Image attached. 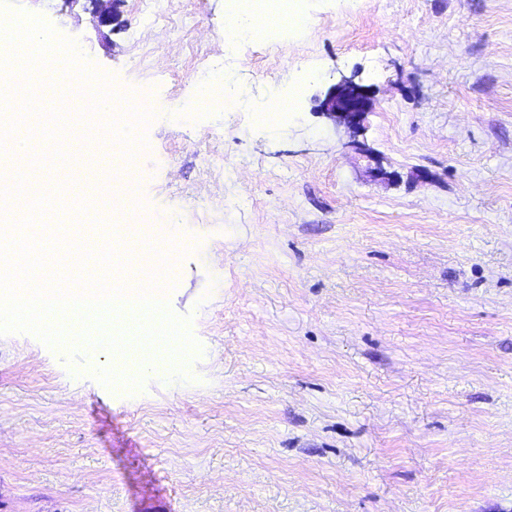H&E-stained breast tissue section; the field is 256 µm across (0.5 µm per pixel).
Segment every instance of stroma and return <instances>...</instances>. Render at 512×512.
Wrapping results in <instances>:
<instances>
[{
  "label": "stroma",
  "instance_id": "35a3bbf8",
  "mask_svg": "<svg viewBox=\"0 0 512 512\" xmlns=\"http://www.w3.org/2000/svg\"><path fill=\"white\" fill-rule=\"evenodd\" d=\"M234 2L8 0L152 86L131 208L200 350L130 393L0 336V512H512V0H305L239 47ZM373 106L364 86L351 78L342 79L324 100V113L338 124L359 127Z\"/></svg>",
  "mask_w": 512,
  "mask_h": 512
}]
</instances>
